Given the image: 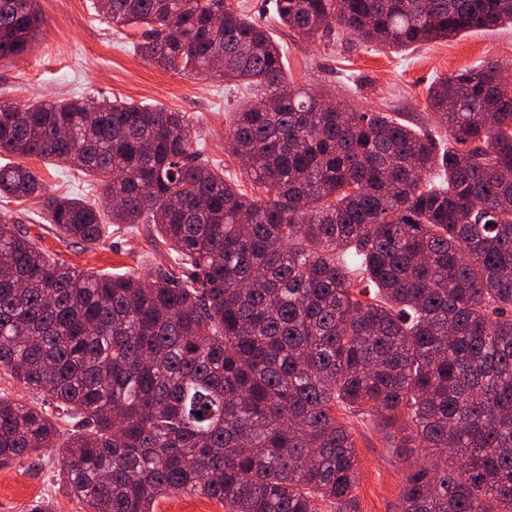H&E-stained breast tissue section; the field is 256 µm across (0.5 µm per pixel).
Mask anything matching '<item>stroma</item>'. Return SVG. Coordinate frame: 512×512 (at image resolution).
<instances>
[{
  "mask_svg": "<svg viewBox=\"0 0 512 512\" xmlns=\"http://www.w3.org/2000/svg\"><path fill=\"white\" fill-rule=\"evenodd\" d=\"M228 2L264 25L280 44L287 78L294 85L329 92L353 107L386 113L427 132L436 130L427 109L428 89L435 80L486 61L498 62L512 74V27L474 30L400 50L358 45L341 36L310 41L280 23L274 0ZM93 3L37 0L44 23L26 54L0 62V98L24 104L119 98L186 113L210 164L249 189L237 161L224 150V134L231 112L255 100L256 90L153 67L135 51L138 31L109 25ZM24 163L42 177L49 194L87 197L99 204L105 199L103 182L94 174L34 156ZM7 207L20 214L47 255L81 271L143 277L174 261L168 247L154 241V229L146 224L120 226L84 247L59 238L47 222L41 199L14 200ZM349 422L359 460L358 512H399L407 470L421 459V449L395 447L388 430L373 417L356 414ZM44 500L53 502L54 512H86L59 478L55 451L0 467V512H30Z\"/></svg>",
  "mask_w": 512,
  "mask_h": 512,
  "instance_id": "1",
  "label": "stroma"
}]
</instances>
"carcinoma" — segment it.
<instances>
[{
	"label": "carcinoma",
	"instance_id": "obj_1",
	"mask_svg": "<svg viewBox=\"0 0 512 512\" xmlns=\"http://www.w3.org/2000/svg\"><path fill=\"white\" fill-rule=\"evenodd\" d=\"M306 38L410 47L512 26V0H274ZM149 64L260 90L224 146L268 196L224 180L186 117L117 99L0 101V152L103 178L113 224H151L149 278L47 256L0 209V368L52 409L0 397V465L57 449L89 512L160 496L227 512H358L366 407L420 448L400 512H512V82L487 61L429 88L448 138L290 85L268 30L227 0H96ZM37 0H0V61ZM42 198L70 243L96 205L20 163L0 198ZM71 420L61 445L54 419Z\"/></svg>",
	"mask_w": 512,
	"mask_h": 512
}]
</instances>
